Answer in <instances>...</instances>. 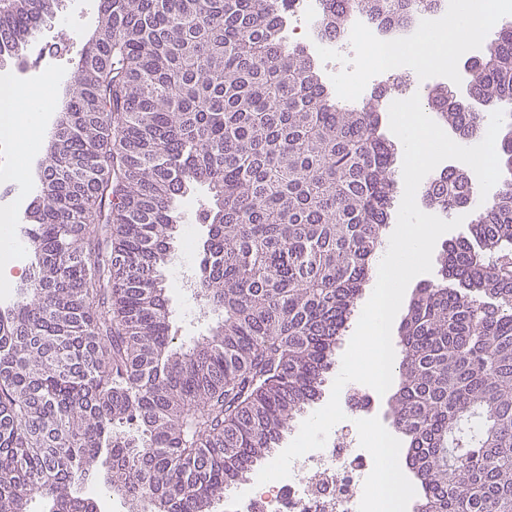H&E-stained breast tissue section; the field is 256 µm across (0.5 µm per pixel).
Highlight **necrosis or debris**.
<instances>
[{
  "mask_svg": "<svg viewBox=\"0 0 512 512\" xmlns=\"http://www.w3.org/2000/svg\"><path fill=\"white\" fill-rule=\"evenodd\" d=\"M322 7L323 0H294L288 10V38L290 44L304 47L313 58L324 61L331 81L340 87L351 80L345 62L355 54L356 33L366 28L368 21L364 15H354L350 27L334 38L324 34L320 27ZM447 16L446 0H438L434 10L416 13L410 31L398 37L382 34L387 58L383 64L366 70L355 95L349 96V103H356L381 87L395 89L407 85L417 92L426 89L432 73H412L397 44ZM368 465V456L349 432L336 431L324 448L294 460L288 478L256 485L240 495L225 498L224 512H358L359 476Z\"/></svg>",
  "mask_w": 512,
  "mask_h": 512,
  "instance_id": "4bbe7bcc",
  "label": "necrosis or debris"
}]
</instances>
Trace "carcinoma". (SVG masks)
Masks as SVG:
<instances>
[{"label":"carcinoma","mask_w":512,"mask_h":512,"mask_svg":"<svg viewBox=\"0 0 512 512\" xmlns=\"http://www.w3.org/2000/svg\"><path fill=\"white\" fill-rule=\"evenodd\" d=\"M63 0H0V68ZM287 0H102L19 217L30 256L0 308V512H98L77 487L109 464L128 512H217L321 394L370 280L398 184L375 98L347 107ZM436 0H324L404 26ZM469 94L512 106V25L470 67ZM461 140L482 117L428 91ZM506 178L477 199L442 170L425 204L475 217L413 291L389 415L416 512H512V126ZM211 194L197 296L210 334L172 345L161 274L184 202Z\"/></svg>","instance_id":"carcinoma-1"}]
</instances>
